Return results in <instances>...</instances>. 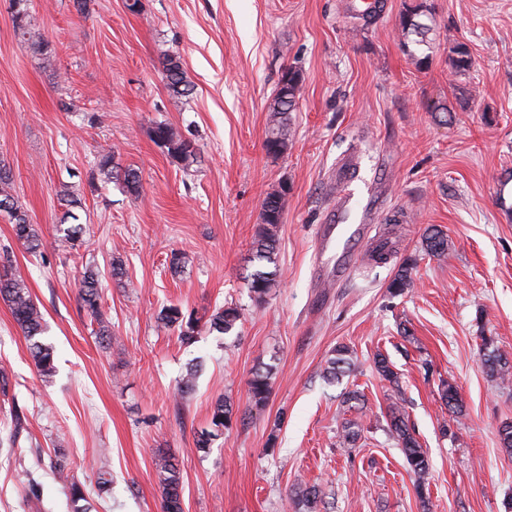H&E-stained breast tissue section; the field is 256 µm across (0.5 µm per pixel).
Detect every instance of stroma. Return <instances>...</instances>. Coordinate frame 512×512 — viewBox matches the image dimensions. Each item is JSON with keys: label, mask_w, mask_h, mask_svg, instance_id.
Segmentation results:
<instances>
[{"label": "stroma", "mask_w": 512, "mask_h": 512, "mask_svg": "<svg viewBox=\"0 0 512 512\" xmlns=\"http://www.w3.org/2000/svg\"><path fill=\"white\" fill-rule=\"evenodd\" d=\"M404 2L381 0L366 25L355 0H88L83 14L74 0H30L56 52L47 70L0 0V164L42 239L29 253L0 218V256L40 306L57 367L39 376L0 301V512H72L73 483L95 512H161L162 454L179 463L183 512H294L288 493L300 480L323 487L321 512H505L512 457L497 429L512 420V389L487 376L480 345L494 337L512 361V0H426L422 45L398 37ZM459 43L473 58L462 109L448 69ZM169 54L194 87L187 98L168 93ZM292 66L302 84L289 146L272 156L268 106ZM160 122L195 142L189 169L154 142ZM105 153L139 170V194L119 179L89 186ZM66 185L81 205H67ZM282 185L279 276L258 304L251 242L263 199ZM346 193L367 204L387 258L374 260L375 241L355 244L338 275L318 266L316 231ZM74 224L72 240L63 229ZM430 226L447 236L445 255L425 254ZM175 251L187 260L177 273ZM406 259L414 286L395 297L388 286ZM87 268L101 282L107 343L78 301ZM173 304L199 315L234 304L241 319L229 335L205 330L187 344L159 319ZM342 345L355 366L332 385L322 369ZM379 352L431 462L426 510L387 433ZM195 362L196 387L179 398ZM261 367L273 375L258 407L248 381ZM446 381L462 416L441 400ZM352 389L364 412L343 405ZM220 397L234 417L203 453L195 433ZM349 420L361 427L351 450L339 438Z\"/></svg>", "instance_id": "obj_1"}]
</instances>
